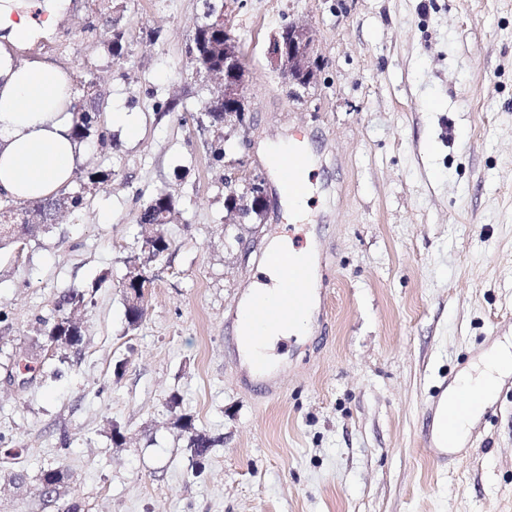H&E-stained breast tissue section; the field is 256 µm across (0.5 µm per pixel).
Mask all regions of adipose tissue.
<instances>
[{
  "label": "adipose tissue",
  "mask_w": 512,
  "mask_h": 512,
  "mask_svg": "<svg viewBox=\"0 0 512 512\" xmlns=\"http://www.w3.org/2000/svg\"><path fill=\"white\" fill-rule=\"evenodd\" d=\"M35 30L27 20L0 39V195L39 200L66 189L84 157L69 109L72 77L48 57L19 54L21 39ZM512 373V344L502 343L464 374L447 399L455 418L441 445H458L480 407L495 395L493 383Z\"/></svg>",
  "instance_id": "obj_1"
}]
</instances>
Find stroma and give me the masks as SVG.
<instances>
[{
	"mask_svg": "<svg viewBox=\"0 0 512 512\" xmlns=\"http://www.w3.org/2000/svg\"><path fill=\"white\" fill-rule=\"evenodd\" d=\"M42 2L25 0L49 30L30 54L71 73L75 100L139 113L141 133L87 141L72 181L86 207L0 250V436L14 444L0 447V512H512V376L447 460H433L429 423L436 389L512 340V0H223L250 125L226 130L219 161L198 120L220 80L194 77L187 53L202 0H70L53 24ZM106 19L125 33L122 56ZM291 22L315 34L306 90L282 85L266 55ZM170 99L182 108L159 115ZM294 144L310 170L300 210L282 203L271 159ZM238 171L268 187L245 224L225 206ZM160 190L176 203L170 249L148 268L131 334L124 260ZM276 238L315 249L322 293L258 377L236 328ZM92 285L80 351L6 382V352L38 350L56 298ZM174 395L215 441L198 476ZM56 466L67 478L49 503L38 476Z\"/></svg>",
	"mask_w": 512,
	"mask_h": 512,
	"instance_id": "35a3bbf8",
	"label": "stroma"
}]
</instances>
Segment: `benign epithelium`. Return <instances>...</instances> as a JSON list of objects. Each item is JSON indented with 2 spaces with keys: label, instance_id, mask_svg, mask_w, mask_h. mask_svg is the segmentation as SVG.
Here are the masks:
<instances>
[{
  "label": "benign epithelium",
  "instance_id": "7a95c632",
  "mask_svg": "<svg viewBox=\"0 0 512 512\" xmlns=\"http://www.w3.org/2000/svg\"><path fill=\"white\" fill-rule=\"evenodd\" d=\"M200 29L222 32L220 41L211 50L224 60L221 77L224 81V125L247 128L248 108L242 89L246 80L247 68L237 39L230 32L224 14H207L198 25ZM315 39L310 27L290 23L273 34L269 40L267 57L272 69L289 86L298 83L310 84L315 79L316 58ZM238 179L225 182V200L234 203L232 211L243 223L250 217L251 208L265 209L267 188L265 178L260 175H246L243 182L247 192L237 193Z\"/></svg>",
  "mask_w": 512,
  "mask_h": 512
}]
</instances>
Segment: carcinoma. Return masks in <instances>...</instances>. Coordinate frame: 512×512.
<instances>
[{
    "label": "carcinoma",
    "instance_id": "obj_1",
    "mask_svg": "<svg viewBox=\"0 0 512 512\" xmlns=\"http://www.w3.org/2000/svg\"><path fill=\"white\" fill-rule=\"evenodd\" d=\"M220 37V32L201 30L193 39L195 56L208 52V46ZM70 109L75 114L74 135L80 141L89 139L92 135L98 136L101 145H106L107 137L98 128L99 113L95 105V98L91 97L82 103L73 102ZM62 202L70 210H76L84 205L85 197L81 192H62L58 197L50 200H33L18 202L6 199L0 203V218L11 220L9 224H0V250L8 246H16L19 250L51 228L49 224H40L38 220L41 212H47L52 202ZM144 210L151 213V221L162 222L174 211L173 197L166 192L155 194ZM170 249L168 238L155 232L143 238L140 252L136 254L142 266L163 256ZM103 280H98L91 288H72L64 292L54 305V316L46 322V344L57 351H76L83 342L81 314L88 311L93 305V297L101 287ZM175 426L188 433L186 449L193 465L198 469L204 468V461L209 455L210 448L215 440L195 428L192 419L187 415L175 418ZM66 473L60 466L41 470L39 481L44 490L47 501L56 500L57 487L64 483Z\"/></svg>",
    "mask_w": 512,
    "mask_h": 512
}]
</instances>
